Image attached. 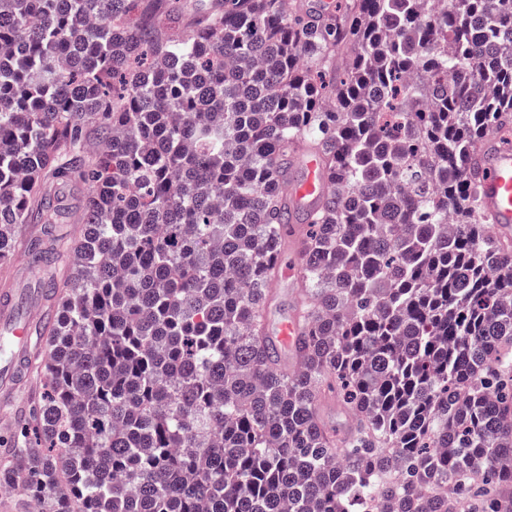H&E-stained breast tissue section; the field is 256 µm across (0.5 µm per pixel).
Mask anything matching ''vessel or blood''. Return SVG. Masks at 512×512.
<instances>
[{
  "instance_id": "vessel-or-blood-1",
  "label": "vessel or blood",
  "mask_w": 512,
  "mask_h": 512,
  "mask_svg": "<svg viewBox=\"0 0 512 512\" xmlns=\"http://www.w3.org/2000/svg\"><path fill=\"white\" fill-rule=\"evenodd\" d=\"M304 166V175L295 183L291 198L300 210L315 207L327 191L319 155L305 153L297 158ZM478 171L479 206L485 220L492 224L497 236L512 235V146L506 144L502 132L486 136L474 155ZM14 293L0 290V342H7V350H0V400L18 402L21 373L32 354L30 340L32 321L51 322L55 316L53 301L40 297L24 310L12 303Z\"/></svg>"
}]
</instances>
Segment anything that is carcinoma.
Masks as SVG:
<instances>
[{
  "label": "carcinoma",
  "mask_w": 512,
  "mask_h": 512,
  "mask_svg": "<svg viewBox=\"0 0 512 512\" xmlns=\"http://www.w3.org/2000/svg\"><path fill=\"white\" fill-rule=\"evenodd\" d=\"M512 119V0H0V265L60 313L0 487L38 512H512V242L472 159ZM98 138L86 155V129ZM307 216L301 327L265 314ZM335 400L349 421L326 425ZM305 167L304 175L295 183L291 198L302 211L315 207L327 191V182L322 172V160L315 153L301 154L297 166ZM52 194L58 196L62 205L68 210L71 216L69 224L63 225V232H67L69 237L79 236L82 229V212L88 195L87 186L80 181L72 180L69 182L51 185Z\"/></svg>",
  "instance_id": "cac0c4a2"
}]
</instances>
